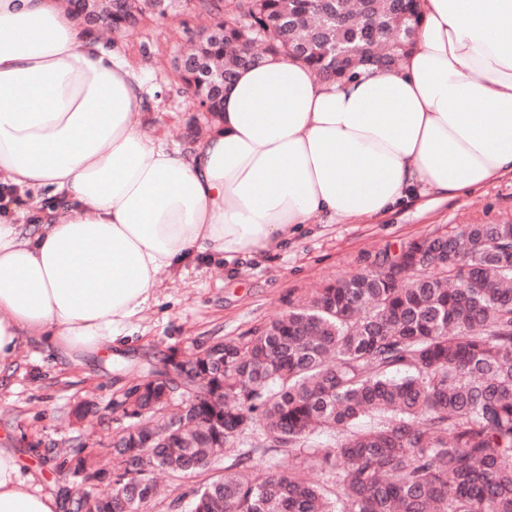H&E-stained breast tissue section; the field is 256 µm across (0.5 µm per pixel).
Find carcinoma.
Here are the masks:
<instances>
[{"mask_svg": "<svg viewBox=\"0 0 512 512\" xmlns=\"http://www.w3.org/2000/svg\"><path fill=\"white\" fill-rule=\"evenodd\" d=\"M175 2L90 0L85 23L131 32ZM359 2L183 0L213 20L176 62L194 111L216 120L237 71L267 56L323 81L354 79L357 49L399 69L420 0ZM416 249L434 260L412 263ZM223 344L222 359L210 342L191 353L193 382L158 370L131 388L112 466L58 459L86 487L72 512H141L157 471L195 479L180 512H512V224L413 240ZM230 449L236 462L202 477ZM256 452L300 462L259 481L244 464Z\"/></svg>", "mask_w": 512, "mask_h": 512, "instance_id": "1", "label": "carcinoma"}]
</instances>
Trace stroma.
<instances>
[{"instance_id": "obj_1", "label": "stroma", "mask_w": 512, "mask_h": 512, "mask_svg": "<svg viewBox=\"0 0 512 512\" xmlns=\"http://www.w3.org/2000/svg\"><path fill=\"white\" fill-rule=\"evenodd\" d=\"M185 15L146 20L118 46L149 93L144 133L177 148L193 141L189 98L174 64L184 45ZM512 224V174L453 196L412 195L388 213L332 221L311 214L304 229L274 253L225 259L197 253L159 276L155 299L132 320L112 356L74 363L34 343L20 344L13 364L0 370V437L8 436L37 485L53 496L75 490L56 467L59 456L86 442L85 424L71 414L91 402L102 418L94 434L109 442L126 420L127 391L149 370L161 369L171 350L243 335L279 315L283 300L304 296L331 279L363 270L386 249L466 224Z\"/></svg>"}]
</instances>
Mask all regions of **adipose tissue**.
<instances>
[{"label":"adipose tissue","mask_w":512,"mask_h":512,"mask_svg":"<svg viewBox=\"0 0 512 512\" xmlns=\"http://www.w3.org/2000/svg\"><path fill=\"white\" fill-rule=\"evenodd\" d=\"M124 55L62 0H0V182L50 188L37 229L0 216V368L21 342L73 359L118 346L192 251H276L308 216L371 218L412 189L512 173V0H423L395 71L316 80L289 58L241 69L194 151L141 130ZM0 446V512H56Z\"/></svg>","instance_id":"ef3b65f1"}]
</instances>
